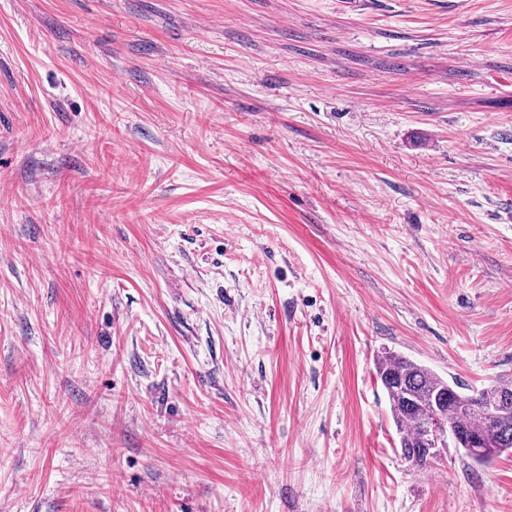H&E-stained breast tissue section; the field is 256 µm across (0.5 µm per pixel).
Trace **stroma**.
Returning <instances> with one entry per match:
<instances>
[{
  "label": "stroma",
  "mask_w": 512,
  "mask_h": 512,
  "mask_svg": "<svg viewBox=\"0 0 512 512\" xmlns=\"http://www.w3.org/2000/svg\"><path fill=\"white\" fill-rule=\"evenodd\" d=\"M389 349L512 374V0H0V512H512Z\"/></svg>",
  "instance_id": "1"
}]
</instances>
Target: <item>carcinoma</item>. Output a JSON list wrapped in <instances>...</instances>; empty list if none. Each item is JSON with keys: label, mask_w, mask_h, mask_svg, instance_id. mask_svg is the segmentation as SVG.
<instances>
[{"label": "carcinoma", "mask_w": 512, "mask_h": 512, "mask_svg": "<svg viewBox=\"0 0 512 512\" xmlns=\"http://www.w3.org/2000/svg\"><path fill=\"white\" fill-rule=\"evenodd\" d=\"M375 369L388 399L401 454L414 466L423 468L433 461L424 426L441 408L446 411L454 447L472 462L488 464L512 450V376H499L476 391L394 351L377 356ZM487 404L499 407L495 416L484 413Z\"/></svg>", "instance_id": "obj_1"}]
</instances>
